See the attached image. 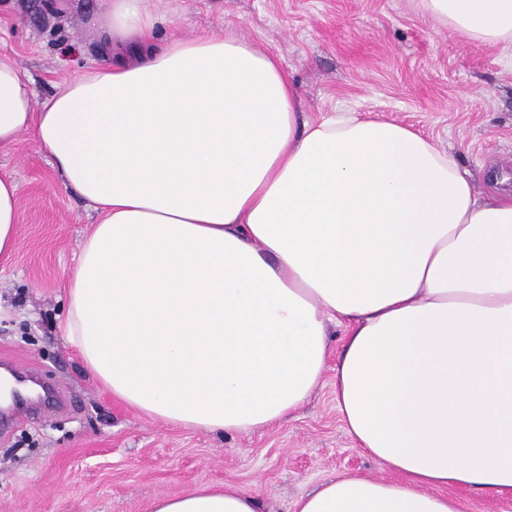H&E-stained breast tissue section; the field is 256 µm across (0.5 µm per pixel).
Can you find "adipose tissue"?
I'll return each mask as SVG.
<instances>
[{"label": "adipose tissue", "mask_w": 512, "mask_h": 512, "mask_svg": "<svg viewBox=\"0 0 512 512\" xmlns=\"http://www.w3.org/2000/svg\"><path fill=\"white\" fill-rule=\"evenodd\" d=\"M449 32L512 45V0H419ZM148 0H108L122 49L35 107L0 53V148L26 131L101 215L61 330L140 413L233 435L292 416L344 331L335 393L392 481L341 476L294 512H462L453 484L512 494V191L399 123L297 128L277 58L227 35L154 43ZM17 184L0 178V257ZM150 512H263L200 484Z\"/></svg>", "instance_id": "adipose-tissue-1"}]
</instances>
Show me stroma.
<instances>
[{
	"label": "stroma",
	"mask_w": 512,
	"mask_h": 512,
	"mask_svg": "<svg viewBox=\"0 0 512 512\" xmlns=\"http://www.w3.org/2000/svg\"><path fill=\"white\" fill-rule=\"evenodd\" d=\"M108 0H0V51L31 80L35 104L110 64L95 25ZM158 42L231 33L275 55L303 117L391 119L453 152L476 182L512 176V49L437 27L417 0H151ZM20 197L19 234L0 261V363L35 370L60 406L0 428V512H149L194 484H231L265 512L343 474L391 479L357 448L336 407L333 370L297 414L219 436L151 420L114 399L58 328L66 279L98 215L66 188L32 133L0 149Z\"/></svg>",
	"instance_id": "stroma-1"
}]
</instances>
